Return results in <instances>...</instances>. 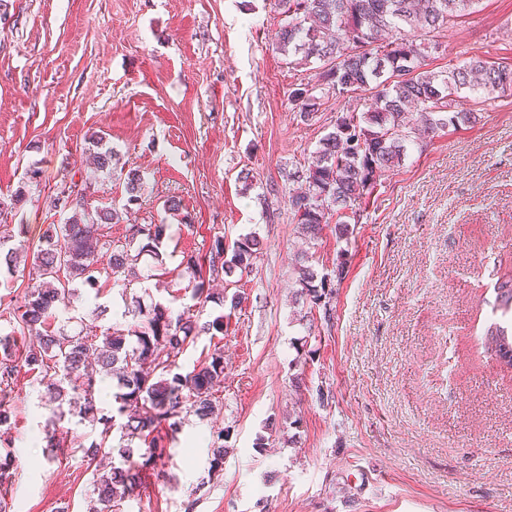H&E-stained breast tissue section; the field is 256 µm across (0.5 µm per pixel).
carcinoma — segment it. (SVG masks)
Instances as JSON below:
<instances>
[{
	"instance_id": "cac0c4a2",
	"label": "carcinoma",
	"mask_w": 512,
	"mask_h": 512,
	"mask_svg": "<svg viewBox=\"0 0 512 512\" xmlns=\"http://www.w3.org/2000/svg\"><path fill=\"white\" fill-rule=\"evenodd\" d=\"M285 16L278 31L280 51L290 65L320 63L314 83L292 91L291 99L302 121H309L323 105L325 94L343 96L349 85L366 86L371 97L363 112L336 114L333 131L316 150V162L295 175L299 187L289 195L293 219L305 243L316 245L323 229L336 220V238L349 234L347 211L361 209L363 195L373 190L375 177L399 166L406 146L448 126L476 121L470 111L454 110L463 91L486 95L512 90V67L494 65L479 56L443 71L423 68L422 48L411 30L421 37H436L448 22L474 8L479 0H270ZM93 165L88 177L112 174V147L104 137L93 136ZM126 201L122 208L103 205L89 217L83 194L56 197L55 205L69 213L62 224H50L39 238L32 281L24 303L12 311L13 328L0 332V439L10 435V397L15 373L21 367L35 378L49 372L58 376L48 388L50 416L44 425L49 448H57V431L77 416L91 426H101L100 441L91 442L83 454L96 458L112 431L120 430L119 462L96 474L95 489L106 512H121L122 503L156 475V460L166 453L165 439L177 437L181 414L206 417L215 408V392L224 383V354L215 349L188 372H182L181 356L196 340L224 334V315L199 318L203 307L224 304L211 283L251 265L259 241L245 236L224 246L216 237L203 257L186 259L188 283L184 296L191 304L176 310L160 301L137 303L124 312L133 324L123 330L109 327L96 333L81 330L67 335L56 327L60 312L77 295V284L98 287L95 255L109 254L110 274L122 276L129 287L145 279L138 268L149 252L163 265L166 224H132L125 242L112 240V225L123 221L128 208L140 205L146 183L136 168L126 174ZM309 251L297 254L295 301L306 307L303 322L312 312L330 303L334 280L310 264ZM25 244L4 247L0 243V285H8L25 264ZM493 312L484 330L487 349L502 368L512 370V270L501 275L494 288ZM197 313H192V308ZM36 341L28 342L26 337ZM117 378L119 392L109 411L98 405L102 379L89 371ZM221 429L212 443L211 471H222ZM15 459L0 457V512H7L5 496Z\"/></svg>"
}]
</instances>
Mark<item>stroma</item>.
<instances>
[{
    "mask_svg": "<svg viewBox=\"0 0 512 512\" xmlns=\"http://www.w3.org/2000/svg\"><path fill=\"white\" fill-rule=\"evenodd\" d=\"M280 23L269 0H7L0 20V197L26 191L0 226L23 225L37 243L60 220L58 187L85 179L98 134L118 159L90 206L123 203L132 167L148 187L113 240L132 224L171 226L161 280L131 296L168 300L184 260L214 237L259 241L249 270L222 283L239 306L205 308L224 314L216 409L186 415L124 512H512V373L483 338L494 284L512 269V94L459 98L475 123L408 145L347 242L324 228L313 263L345 271L331 322L315 317L307 332L292 303L304 243L286 175L309 166L348 100L329 96L300 119L290 94L316 67L289 65ZM473 56L512 64V0H480L424 62L443 70ZM35 167L42 178L28 182ZM171 196L182 217L164 212ZM123 292L107 280L82 289L76 317L126 328ZM46 390L15 376L9 495L22 512H90L96 465L82 448L97 433L71 419L50 451ZM225 427L214 474L211 434Z\"/></svg>",
    "mask_w": 512,
    "mask_h": 512,
    "instance_id": "1",
    "label": "stroma"
}]
</instances>
